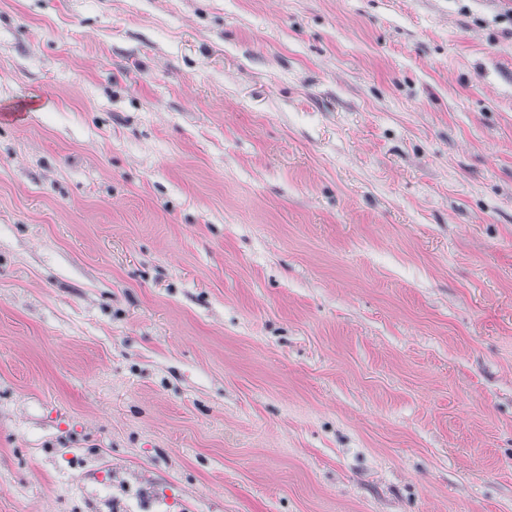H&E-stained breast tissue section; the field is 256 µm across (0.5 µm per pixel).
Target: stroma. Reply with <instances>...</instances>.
Returning <instances> with one entry per match:
<instances>
[{
	"label": "stroma",
	"mask_w": 512,
	"mask_h": 512,
	"mask_svg": "<svg viewBox=\"0 0 512 512\" xmlns=\"http://www.w3.org/2000/svg\"><path fill=\"white\" fill-rule=\"evenodd\" d=\"M499 0H0V512H512Z\"/></svg>",
	"instance_id": "35a3bbf8"
}]
</instances>
